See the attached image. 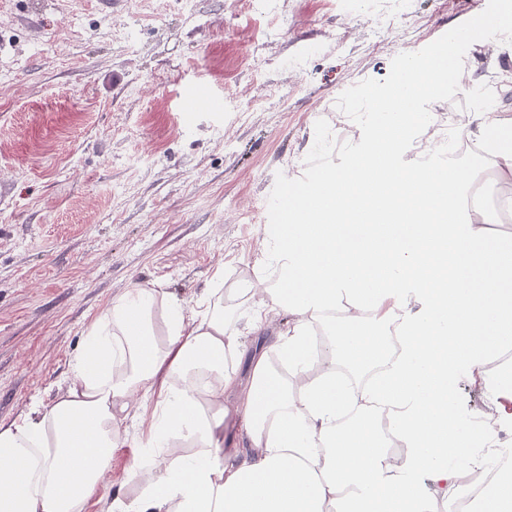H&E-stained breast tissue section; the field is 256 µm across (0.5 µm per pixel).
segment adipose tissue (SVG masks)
Returning <instances> with one entry per match:
<instances>
[{"mask_svg": "<svg viewBox=\"0 0 512 512\" xmlns=\"http://www.w3.org/2000/svg\"><path fill=\"white\" fill-rule=\"evenodd\" d=\"M445 56L429 79L403 78L394 106L367 97L368 127L343 168L295 184L276 242L261 240L277 282L242 277L193 310L157 288L114 298L89 330L65 392L0 424V512H86L112 477L129 415L143 452L112 512H420L428 477L452 512L460 462L478 440L455 385L512 347V119L474 112L459 139L490 150L486 203L468 172L441 174L398 157L425 108L448 90ZM250 304L257 329L280 312L287 338L246 357L232 322ZM404 338L390 353V328ZM388 364L344 426L338 367ZM388 409L405 447L391 459L375 426ZM250 446L235 464L220 449L229 425Z\"/></svg>", "mask_w": 512, "mask_h": 512, "instance_id": "obj_1", "label": "adipose tissue"}]
</instances>
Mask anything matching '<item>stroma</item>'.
I'll use <instances>...</instances> for the list:
<instances>
[{
    "instance_id": "obj_1",
    "label": "stroma",
    "mask_w": 512,
    "mask_h": 512,
    "mask_svg": "<svg viewBox=\"0 0 512 512\" xmlns=\"http://www.w3.org/2000/svg\"><path fill=\"white\" fill-rule=\"evenodd\" d=\"M474 0H0V423L66 388L113 298L193 308L260 268L300 181L340 168L369 88ZM454 57L428 103L493 93L512 118V26Z\"/></svg>"
}]
</instances>
